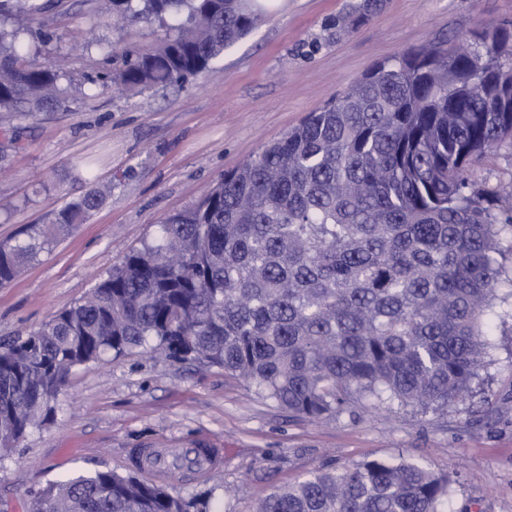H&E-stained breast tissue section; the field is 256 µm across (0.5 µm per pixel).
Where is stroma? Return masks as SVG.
Returning <instances> with one entry per match:
<instances>
[{"mask_svg":"<svg viewBox=\"0 0 512 512\" xmlns=\"http://www.w3.org/2000/svg\"><path fill=\"white\" fill-rule=\"evenodd\" d=\"M28 39L65 65L68 112H0V241L50 223L90 181L112 191L85 224L0 288V341L81 301L225 173L322 108L374 65L430 41L512 32V0H381L351 35L358 0H266L264 20L182 85L125 93L103 81L122 47L153 48L152 18L113 28L105 0H37ZM491 362L442 411L382 405L326 421L292 417L223 369L137 351L74 369L55 416L0 461V512H28L49 484L131 472L141 448H219L209 477L176 482L211 512H254L309 471L403 455L452 476L448 512H512V306H498Z\"/></svg>","mask_w":512,"mask_h":512,"instance_id":"1","label":"stroma"}]
</instances>
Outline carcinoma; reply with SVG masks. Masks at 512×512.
<instances>
[{
    "label": "carcinoma",
    "mask_w": 512,
    "mask_h": 512,
    "mask_svg": "<svg viewBox=\"0 0 512 512\" xmlns=\"http://www.w3.org/2000/svg\"><path fill=\"white\" fill-rule=\"evenodd\" d=\"M131 21L176 31L124 48L111 82L150 90L196 76L251 33L257 0H108ZM337 24L350 34L379 6ZM35 0H0V111L69 110L63 74L31 58L15 18ZM501 45L490 56L487 41ZM512 36L426 44L373 66L299 125L166 217L82 302L0 344V432L23 439L82 364L135 351L194 360L304 419L382 404L459 403L490 357L496 302L512 299V185L484 188V159L512 142ZM105 201L91 187L52 223L0 242V288ZM453 481L403 457L315 470L256 512H447ZM209 512L203 497L112 470L57 482L30 512Z\"/></svg>",
    "instance_id": "1"
}]
</instances>
